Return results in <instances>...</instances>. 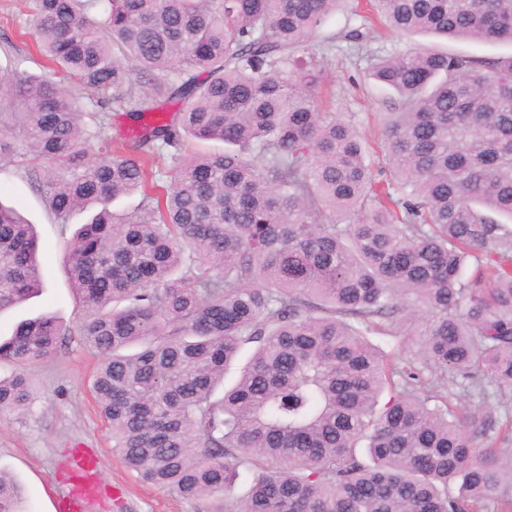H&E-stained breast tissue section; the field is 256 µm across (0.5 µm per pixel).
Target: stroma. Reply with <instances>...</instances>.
<instances>
[{
  "mask_svg": "<svg viewBox=\"0 0 512 512\" xmlns=\"http://www.w3.org/2000/svg\"><path fill=\"white\" fill-rule=\"evenodd\" d=\"M26 11L25 0H0V72L30 75L44 71V57L24 33ZM442 45L475 56L512 54L508 43H446L430 35L395 36L383 31L371 41L375 54L382 57ZM370 64L367 55L347 51L345 43H337L325 59L330 80L321 95L332 111L351 119L375 145L380 141L379 114L385 93L370 79ZM0 202L15 207L34 224L45 271V288L39 296L0 313V334H10L18 321L41 313L55 315L68 330L66 342L52 355L25 368L34 392L35 415H0V469L22 485L27 512H55L54 502L66 484L63 463L77 446L100 459V512H200L201 502L172 496L128 469L113 453L107 427L97 412L90 383L98 356L79 334L77 298L64 262L67 243L79 224L87 221V214L59 224L43 199L7 162L0 164Z\"/></svg>",
  "mask_w": 512,
  "mask_h": 512,
  "instance_id": "obj_1",
  "label": "stroma"
}]
</instances>
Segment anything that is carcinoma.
Returning a JSON list of instances; mask_svg holds the SVG:
<instances>
[{
  "label": "carcinoma",
  "instance_id": "1",
  "mask_svg": "<svg viewBox=\"0 0 512 512\" xmlns=\"http://www.w3.org/2000/svg\"><path fill=\"white\" fill-rule=\"evenodd\" d=\"M339 2L33 0L27 33L91 108L0 73V160L63 225L99 207L68 272L92 395L143 480L205 512H512V55L375 58L383 167L316 99L336 40L364 52L383 21L512 43V0H367L318 40ZM157 99L171 117L110 143L111 113L138 122ZM37 252L0 203V313L43 288ZM412 322L424 357L386 353ZM65 336L50 315L0 336V413H32L21 368ZM23 498L0 470V512Z\"/></svg>",
  "mask_w": 512,
  "mask_h": 512
}]
</instances>
